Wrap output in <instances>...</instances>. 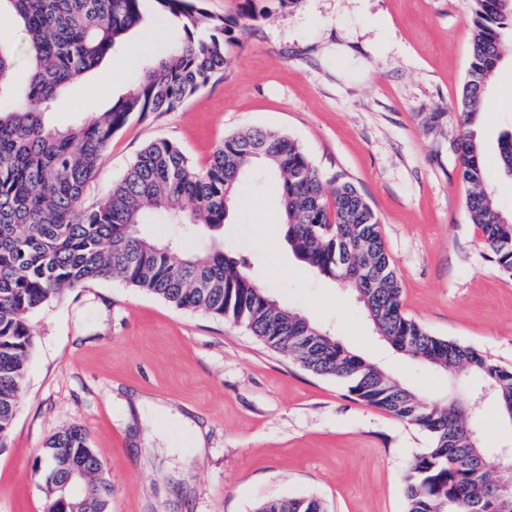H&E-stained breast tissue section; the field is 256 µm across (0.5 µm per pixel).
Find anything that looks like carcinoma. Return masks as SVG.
<instances>
[{"instance_id": "cac0c4a2", "label": "carcinoma", "mask_w": 512, "mask_h": 512, "mask_svg": "<svg viewBox=\"0 0 512 512\" xmlns=\"http://www.w3.org/2000/svg\"><path fill=\"white\" fill-rule=\"evenodd\" d=\"M145 0H0V24L20 29L26 79H14L16 51L0 42V438L20 409L19 394L33 351L29 316L65 291L119 279L165 302L244 326L305 370L336 379L349 395L426 432L432 447L405 476V512H512L498 495L500 474L484 448H471L467 401L426 399L377 364L349 351L326 330L281 305L250 274L246 261L215 233L233 208L249 165L260 163L280 203L281 234L297 259L354 290L374 333L396 353L445 372L465 368L493 388L499 414L512 404V370L478 350L430 334L402 309V287L378 218L361 191L342 176L331 193L304 150L286 134L253 129L229 136L199 168L174 143L144 146L95 208L83 193L112 138L132 115L167 112L224 67L227 20L204 0H154L155 32L175 21L170 51L147 65L112 107L63 130L46 114L68 87L99 68L126 36L144 25ZM472 61L460 96L463 130L456 141L460 173L471 185L470 222L481 231L489 261L512 276V215L501 213L485 188L483 144L471 129L512 37V10L503 0H472ZM500 176L509 179L512 133L499 140ZM179 224L209 247L185 251L181 241L141 229L152 215ZM78 427L58 431L46 457L59 476L61 448H84ZM91 512H105L110 485L90 454ZM255 512H327L313 495L267 500Z\"/></svg>"}]
</instances>
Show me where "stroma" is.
Masks as SVG:
<instances>
[{
	"instance_id": "1",
	"label": "stroma",
	"mask_w": 512,
	"mask_h": 512,
	"mask_svg": "<svg viewBox=\"0 0 512 512\" xmlns=\"http://www.w3.org/2000/svg\"><path fill=\"white\" fill-rule=\"evenodd\" d=\"M204 0L237 19L224 68L168 112L134 116L116 131L86 205H95L148 142L177 144L197 166L225 137L282 131L325 177L344 174L381 224L402 285L404 312L431 334L512 367V278L487 259L467 217L469 186L454 143L473 40L471 0ZM168 41L132 34L48 114L59 128L107 111ZM498 112L479 117L486 188L512 213V183L497 168L512 132V40L488 89ZM224 226L225 244L281 303L329 327L350 351L432 399L468 394L479 381L394 352L374 334L353 293L319 276L278 238L271 180L246 177ZM34 347L21 408L0 441V512H44L36 465L57 431L82 429L112 487L106 512H254L260 502L315 495L329 512H405L403 476L429 436L356 401L245 328L178 309L124 283L65 292L29 317ZM185 414L208 429L195 454ZM491 466L512 461V421L491 400L476 410Z\"/></svg>"
}]
</instances>
